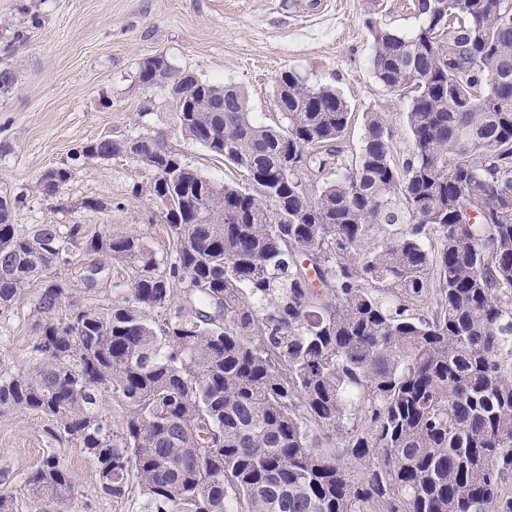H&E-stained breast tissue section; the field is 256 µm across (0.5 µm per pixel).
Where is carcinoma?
<instances>
[{
  "label": "carcinoma",
  "mask_w": 512,
  "mask_h": 512,
  "mask_svg": "<svg viewBox=\"0 0 512 512\" xmlns=\"http://www.w3.org/2000/svg\"><path fill=\"white\" fill-rule=\"evenodd\" d=\"M414 10L408 35L367 20L373 74L407 100L406 155L367 112L355 163L339 164L347 102L291 71L272 125L233 85L202 80L175 102L181 135L239 182L159 133L82 146L85 161L137 153L169 248L87 238L123 287L74 322L67 281L40 289L47 349L0 362V410L47 418L103 493L136 484L141 512H512V0ZM180 75L156 56L139 81ZM21 202L0 197V317L72 264L82 234L11 223ZM28 482L41 501L72 491L55 453Z\"/></svg>",
  "instance_id": "obj_1"
}]
</instances>
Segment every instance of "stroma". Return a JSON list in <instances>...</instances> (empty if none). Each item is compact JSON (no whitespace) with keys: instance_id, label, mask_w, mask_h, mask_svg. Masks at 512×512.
Here are the masks:
<instances>
[{"instance_id":"obj_1","label":"stroma","mask_w":512,"mask_h":512,"mask_svg":"<svg viewBox=\"0 0 512 512\" xmlns=\"http://www.w3.org/2000/svg\"><path fill=\"white\" fill-rule=\"evenodd\" d=\"M368 10L367 0H0V65L18 73L15 88L0 95V195L25 198L12 223L79 224L88 236L134 232L164 252L160 209L136 192L148 171L127 159H76L82 145L105 136L163 133L211 179L237 181L232 167L175 130L166 92L139 82L143 61L160 54L202 80L243 88L254 116L265 123L275 116L277 78L296 71L349 104L350 122L339 141L342 164L358 153L368 112L386 113L398 151L407 154L406 102L371 70ZM19 32L25 35L20 42L14 39ZM64 165L71 179L59 196L44 197L40 175ZM91 199L101 209L85 208ZM51 273L66 279L74 301L82 303L111 297L126 279L109 263L93 290L70 267ZM39 291V282H32L0 321V357L16 367L28 363L37 339ZM53 452L69 471L72 495L48 504L32 493L28 477ZM1 493L11 498L13 512H138L139 506L137 486L120 498L103 494L90 457L58 442L47 419L18 408L0 413Z\"/></svg>"}]
</instances>
